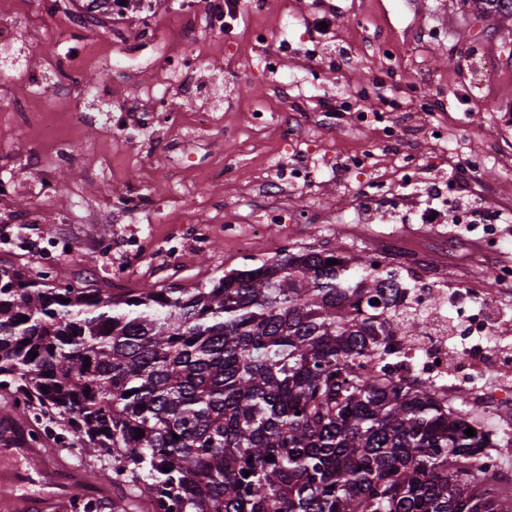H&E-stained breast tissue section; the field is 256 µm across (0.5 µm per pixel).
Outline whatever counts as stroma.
Segmentation results:
<instances>
[{
    "mask_svg": "<svg viewBox=\"0 0 512 512\" xmlns=\"http://www.w3.org/2000/svg\"><path fill=\"white\" fill-rule=\"evenodd\" d=\"M13 14L27 17V29L14 37L21 55L51 75L58 50L54 40L42 38L43 28L67 35V12L31 15L26 0H0V25ZM297 14L330 15L335 24L318 33L293 25ZM127 32L124 46L112 41L114 28ZM138 17L99 18L83 35L88 63L85 76L102 75L100 98L80 93L31 95L30 80L19 70L6 69L0 89L31 111L55 110L54 138L44 137L37 123H16L0 112V175L12 192L9 210H0V268L19 266L31 273H49L55 283L75 284L87 279L111 287L112 273L123 269L135 284H178L192 288L232 270L250 269L275 256L284 247H342L362 254L380 247L389 234L404 236L409 245L426 250L427 268L440 271L445 291L485 288L486 271H467L449 264L430 243L450 237L454 212L443 211L437 224L419 221L432 204L433 186H447L453 165L466 154L483 156L480 171L468 190L483 208L508 218L496 230L498 246L490 259L512 265V22L480 16L461 0H265L262 10L246 12L231 35L209 36L197 42L196 80L230 93L233 105H220L218 120L209 131H189L183 143L170 148L166 129L147 140L124 141L104 122L73 125L74 112H98L103 104L120 99L134 111L151 105L147 92L164 80L152 50L135 52ZM393 49L396 66L385 64ZM345 50L350 66L332 69L335 50ZM280 56L279 69L263 71L254 62L259 54ZM301 84L307 111H322L342 94L354 103L340 113L345 131L336 141L304 131L290 143L278 129L290 105L283 85ZM266 110L270 124L256 133L250 114ZM392 112L398 139L380 142L360 126L359 112ZM441 112L448 127L435 137L429 116ZM237 128L239 138L228 142L224 130ZM347 148L371 150L376 165L372 178L383 180L393 205L376 201L362 189L361 176L342 170ZM419 164L415 181L401 168L405 155ZM318 167L310 187L284 177L296 161ZM231 166L235 176L226 181L202 182L199 168ZM172 178L161 177L164 169ZM277 186L283 207L310 214L296 224L289 239L281 240L277 225L266 224L253 233L249 249L225 237L228 223L248 222L257 206L245 194L257 179ZM142 191L148 206L131 217L113 209V197ZM200 220L216 228L207 243L185 242L173 249V238ZM149 238L147 253L126 251V238ZM41 459L0 444V471L12 473V482L0 485L1 498H32L46 493H69L63 477L71 471L93 470L103 493L112 491L110 463H92L79 449L43 437Z\"/></svg>",
    "mask_w": 512,
    "mask_h": 512,
    "instance_id": "obj_1",
    "label": "stroma"
}]
</instances>
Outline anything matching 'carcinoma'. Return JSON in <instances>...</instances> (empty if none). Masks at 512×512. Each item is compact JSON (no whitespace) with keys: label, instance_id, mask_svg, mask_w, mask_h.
<instances>
[{"label":"carcinoma","instance_id":"carcinoma-1","mask_svg":"<svg viewBox=\"0 0 512 512\" xmlns=\"http://www.w3.org/2000/svg\"><path fill=\"white\" fill-rule=\"evenodd\" d=\"M466 2L512 20V0ZM48 278L0 269V427L27 448L29 424L62 422L112 462L122 512L137 489L153 512H512L470 492L474 452L512 442L387 374L393 338L427 325L371 255L300 247L194 288Z\"/></svg>","mask_w":512,"mask_h":512}]
</instances>
